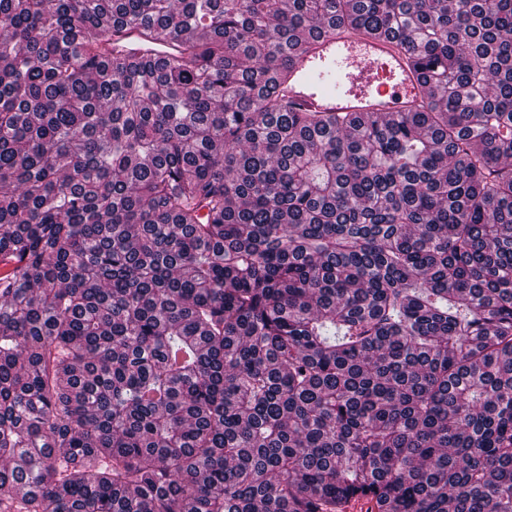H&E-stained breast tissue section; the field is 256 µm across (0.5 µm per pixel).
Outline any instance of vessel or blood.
<instances>
[{
	"label": "vessel or blood",
	"instance_id": "b4317fda",
	"mask_svg": "<svg viewBox=\"0 0 512 512\" xmlns=\"http://www.w3.org/2000/svg\"><path fill=\"white\" fill-rule=\"evenodd\" d=\"M278 89L292 112L393 116L427 105L431 96L397 39L349 26L303 36Z\"/></svg>",
	"mask_w": 512,
	"mask_h": 512
}]
</instances>
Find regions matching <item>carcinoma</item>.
<instances>
[{
	"label": "carcinoma",
	"mask_w": 512,
	"mask_h": 512,
	"mask_svg": "<svg viewBox=\"0 0 512 512\" xmlns=\"http://www.w3.org/2000/svg\"><path fill=\"white\" fill-rule=\"evenodd\" d=\"M336 24L428 108L288 111ZM0 259V512H512V0H0Z\"/></svg>",
	"instance_id": "obj_1"
}]
</instances>
